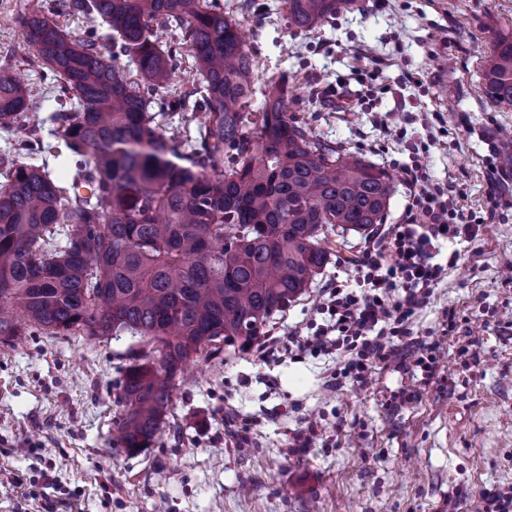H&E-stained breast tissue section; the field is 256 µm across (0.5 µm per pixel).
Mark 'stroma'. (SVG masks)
Segmentation results:
<instances>
[{"label":"stroma","mask_w":512,"mask_h":512,"mask_svg":"<svg viewBox=\"0 0 512 512\" xmlns=\"http://www.w3.org/2000/svg\"><path fill=\"white\" fill-rule=\"evenodd\" d=\"M20 0H0V66L32 84L37 119L58 108L39 80L34 52L15 21ZM220 0L251 39L260 77L287 79L288 110L318 138L385 167L394 178L387 223L404 219L410 198L399 140L371 123L394 109L395 95L320 100L358 65L380 77L413 76L405 92L413 121L442 113L444 145L432 149L436 177L461 188L464 208L493 211L414 318L420 341H440L442 374L422 381L411 355L373 368L363 383H334L337 359L307 354L278 361L262 346L220 355L177 379L173 408L148 448L127 453L115 441L122 372L143 348L128 335L29 336L0 344V469L19 478L0 485V512H474L486 488L512 486V106L482 91L496 33H512V0H358L306 33L287 28L285 0ZM508 173L496 201L493 171ZM351 234L305 294L273 317L267 333L322 323L327 288L352 276L348 262L376 241ZM469 327L478 363L466 369L449 322ZM320 437L296 448L308 425ZM52 470L56 483L41 475Z\"/></svg>","instance_id":"35a3bbf8"}]
</instances>
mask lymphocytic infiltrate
I'll return each instance as SVG.
<instances>
[{
  "mask_svg": "<svg viewBox=\"0 0 512 512\" xmlns=\"http://www.w3.org/2000/svg\"><path fill=\"white\" fill-rule=\"evenodd\" d=\"M407 150L403 173L411 203L404 223L389 225L380 245L354 259L355 287L327 289L321 309L328 322L310 335H292L283 348L289 358L339 354L345 359L340 377L357 383L372 367L394 361L398 340L414 338V315L428 305L447 264L459 259L454 252L438 262L441 240L477 237L476 218L461 205L463 192L434 178L425 142L410 140Z\"/></svg>",
  "mask_w": 512,
  "mask_h": 512,
  "instance_id": "obj_1",
  "label": "lymphocytic infiltrate"
}]
</instances>
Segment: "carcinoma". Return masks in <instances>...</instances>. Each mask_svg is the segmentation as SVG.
Here are the masks:
<instances>
[{
	"instance_id": "carcinoma-1",
	"label": "carcinoma",
	"mask_w": 512,
	"mask_h": 512,
	"mask_svg": "<svg viewBox=\"0 0 512 512\" xmlns=\"http://www.w3.org/2000/svg\"><path fill=\"white\" fill-rule=\"evenodd\" d=\"M355 4L286 0L288 28L311 30ZM65 10L85 35L38 0L17 16L60 109L52 141L34 125L0 149V343L125 332L154 346L122 373L116 428L132 453L161 433L183 368L226 346L249 350L348 232L384 223L394 186L288 113V84L257 79L240 20L217 0H69ZM482 81L487 99L512 105V37H494ZM34 108L30 86L0 67V129L26 125ZM175 116L171 137L162 119ZM62 147L69 178L43 161Z\"/></svg>"
}]
</instances>
